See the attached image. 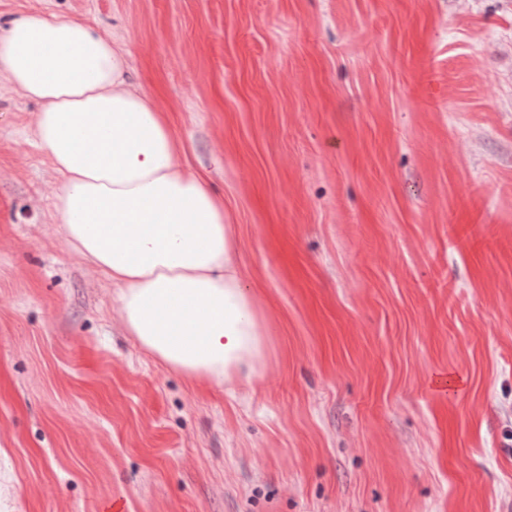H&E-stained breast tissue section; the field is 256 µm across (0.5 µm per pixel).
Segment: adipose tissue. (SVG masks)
<instances>
[{
  "mask_svg": "<svg viewBox=\"0 0 512 512\" xmlns=\"http://www.w3.org/2000/svg\"><path fill=\"white\" fill-rule=\"evenodd\" d=\"M130 72L86 20L27 12L0 28V77L41 106L63 240L111 280L128 334L193 385L260 376L272 349L224 199Z\"/></svg>",
  "mask_w": 512,
  "mask_h": 512,
  "instance_id": "ef3b65f1",
  "label": "adipose tissue"
}]
</instances>
